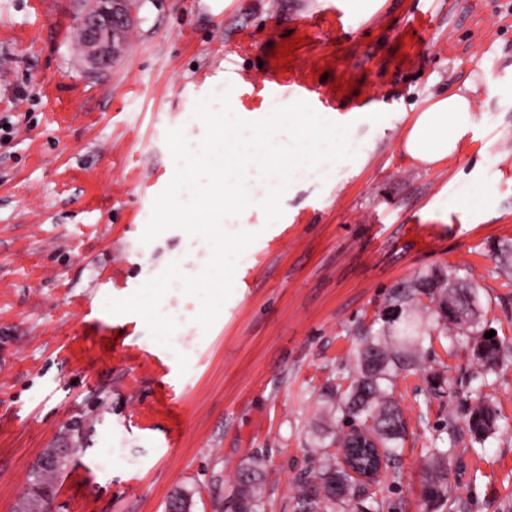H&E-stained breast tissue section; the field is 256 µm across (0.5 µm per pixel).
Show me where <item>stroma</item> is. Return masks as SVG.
<instances>
[{"label": "stroma", "instance_id": "obj_1", "mask_svg": "<svg viewBox=\"0 0 512 512\" xmlns=\"http://www.w3.org/2000/svg\"><path fill=\"white\" fill-rule=\"evenodd\" d=\"M136 4L123 52L91 73L72 0H0V512H13L44 449L69 445L53 512H166L179 490L191 512H231L255 456L266 512H292L296 480L338 426L323 414L328 395L393 289L436 268L479 286L483 323L508 350L479 387L472 340L435 335L412 310L430 337L394 381L407 434L389 512H435L425 450L449 447L480 393L501 428L449 447L452 512H512V269L497 259L512 241V0ZM294 34L304 43L277 68L270 51ZM469 81L475 125L457 152L437 169L410 159L415 113ZM228 84L250 121L316 90L320 116L351 124L357 156L298 171L272 225L247 213L259 237L210 330L195 321L197 298L165 295L173 351L140 316L103 304L171 261L194 275L209 259L202 237L141 235L175 170L167 130L199 142L195 104Z\"/></svg>", "mask_w": 512, "mask_h": 512}]
</instances>
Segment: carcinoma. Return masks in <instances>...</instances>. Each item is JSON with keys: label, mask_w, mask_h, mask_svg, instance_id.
<instances>
[{"label": "carcinoma", "mask_w": 512, "mask_h": 512, "mask_svg": "<svg viewBox=\"0 0 512 512\" xmlns=\"http://www.w3.org/2000/svg\"><path fill=\"white\" fill-rule=\"evenodd\" d=\"M406 306L425 309L441 335L474 337V343L481 348L475 378L483 381L496 373L503 355V343L497 337L484 338L479 286L472 280L434 269L393 291L385 309L396 312L398 318L385 322L367 338L359 354L358 375L345 390L334 391L336 401L330 406L341 414L342 425H361L373 433L390 462L397 457L406 436L403 413L393 398V378L399 371L414 368L416 360L410 353L395 350L387 338L395 333L411 345L422 343L416 328L403 318ZM498 420L496 408L479 396L467 414L466 426L481 441L495 429ZM244 474L246 481L238 490L236 512H264V502L257 491L262 460L248 462ZM57 475L48 452H43L27 475L23 496L44 500L54 490ZM423 489L427 501L439 506L448 504V482L441 472L425 478ZM384 504L385 499L378 497V492L360 490L335 455L314 460L309 473L296 483L294 512H382Z\"/></svg>", "instance_id": "carcinoma-1"}]
</instances>
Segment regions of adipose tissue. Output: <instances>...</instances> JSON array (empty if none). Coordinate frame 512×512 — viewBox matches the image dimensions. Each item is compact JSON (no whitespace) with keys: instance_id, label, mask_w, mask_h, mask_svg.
Listing matches in <instances>:
<instances>
[{"instance_id":"1","label":"adipose tissue","mask_w":512,"mask_h":512,"mask_svg":"<svg viewBox=\"0 0 512 512\" xmlns=\"http://www.w3.org/2000/svg\"><path fill=\"white\" fill-rule=\"evenodd\" d=\"M473 102L457 91L430 98L404 136V151L414 161L434 167L456 153L461 137L473 127Z\"/></svg>"}]
</instances>
